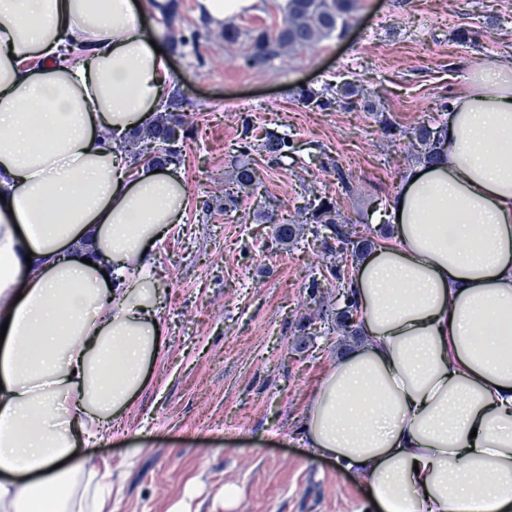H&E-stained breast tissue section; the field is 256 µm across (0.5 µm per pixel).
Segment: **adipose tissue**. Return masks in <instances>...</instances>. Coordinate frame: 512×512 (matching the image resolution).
Masks as SVG:
<instances>
[{
	"mask_svg": "<svg viewBox=\"0 0 512 512\" xmlns=\"http://www.w3.org/2000/svg\"><path fill=\"white\" fill-rule=\"evenodd\" d=\"M160 0H0V512H105L112 438L161 351L148 247L185 177L118 139L161 110ZM351 278L363 341L305 407L377 512H512V61L473 66Z\"/></svg>",
	"mask_w": 512,
	"mask_h": 512,
	"instance_id": "ef3b65f1",
	"label": "adipose tissue"
}]
</instances>
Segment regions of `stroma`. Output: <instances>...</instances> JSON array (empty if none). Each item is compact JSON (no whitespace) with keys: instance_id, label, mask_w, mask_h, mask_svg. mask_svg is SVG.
Returning a JSON list of instances; mask_svg holds the SVG:
<instances>
[{"instance_id":"stroma-1","label":"stroma","mask_w":512,"mask_h":512,"mask_svg":"<svg viewBox=\"0 0 512 512\" xmlns=\"http://www.w3.org/2000/svg\"><path fill=\"white\" fill-rule=\"evenodd\" d=\"M183 46L170 56L171 89L185 101L191 129L180 169L190 189L181 223L157 243L164 297L159 359L127 413L118 438L91 448L112 471V512H374L362 481L310 455L305 406L321 374L357 340L317 320L319 306L343 302L332 283L308 284L327 259L319 244H271L272 226L255 215L265 201L304 221L311 189L333 196L345 218L378 229L404 172L416 164L408 129L445 122L443 98L471 66L512 58V0H357L344 36L250 67L248 34L284 23L286 0H261L224 38L198 0H174ZM480 32L477 44L459 39ZM352 83L368 89L372 112L298 104V85ZM245 100L257 135L275 130L298 146L275 167L263 158L256 190L225 207L234 176L232 145L241 118L224 102ZM349 174L356 192L337 194L328 164Z\"/></svg>"}]
</instances>
